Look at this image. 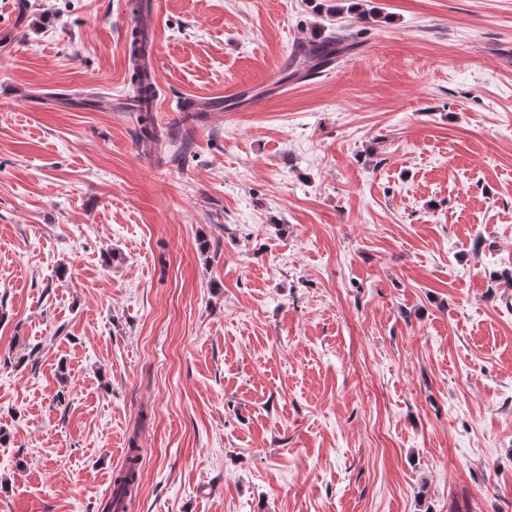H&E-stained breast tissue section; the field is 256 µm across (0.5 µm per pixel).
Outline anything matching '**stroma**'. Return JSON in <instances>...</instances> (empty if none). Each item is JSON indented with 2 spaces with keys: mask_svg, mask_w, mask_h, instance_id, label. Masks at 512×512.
<instances>
[{
  "mask_svg": "<svg viewBox=\"0 0 512 512\" xmlns=\"http://www.w3.org/2000/svg\"><path fill=\"white\" fill-rule=\"evenodd\" d=\"M127 2L0 0V512H512V0H154V140ZM311 43L313 47L303 52L296 51L289 59L288 79L294 78L300 73L302 61L305 59L316 61L317 66L325 67L354 47L353 43H348L346 36L338 33L315 39Z\"/></svg>",
  "mask_w": 512,
  "mask_h": 512,
  "instance_id": "35a3bbf8",
  "label": "stroma"
}]
</instances>
